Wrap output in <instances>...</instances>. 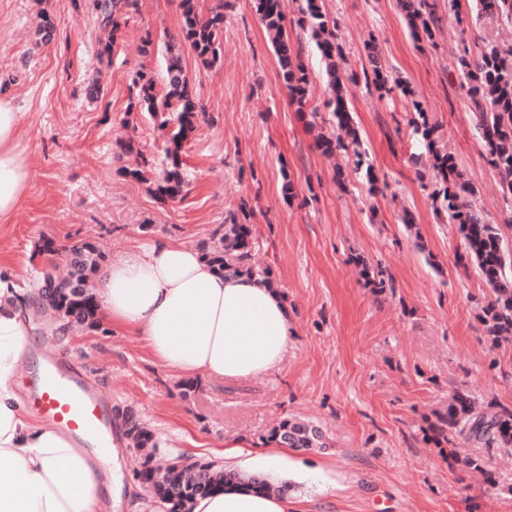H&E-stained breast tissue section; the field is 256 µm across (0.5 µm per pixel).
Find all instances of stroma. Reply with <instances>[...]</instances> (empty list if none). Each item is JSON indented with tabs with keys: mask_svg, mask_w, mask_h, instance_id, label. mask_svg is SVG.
I'll return each mask as SVG.
<instances>
[{
	"mask_svg": "<svg viewBox=\"0 0 512 512\" xmlns=\"http://www.w3.org/2000/svg\"><path fill=\"white\" fill-rule=\"evenodd\" d=\"M219 62L203 66L191 51L183 64L206 115L185 146L184 200L151 191L162 170L163 140L153 121L129 109L137 71L166 89L163 33L181 24L178 0H141L109 59L89 0H0V90L23 114L30 183L25 201L0 223V258L19 283L56 273L38 247L90 241L105 255L133 242L167 236L210 248L228 213L244 212L251 260L273 279L293 313L294 334L281 367L261 379L199 380L183 396L182 378L157 363L138 337L102 325L55 335L37 306L24 307L35 339L27 355L53 350L77 361L111 406L130 409L169 458L229 462L255 457L269 430L286 418L319 427L325 447L291 450L290 512H512V498L470 479L456 456L439 452L429 432L455 393L512 409V342L492 344L479 318L491 290L468 262L456 225L436 212L431 170L410 158L424 147L408 125L410 101L378 99L354 87L348 108L384 189L369 193L363 173L316 147L309 113L297 111L279 78L277 59L253 0H225ZM435 45L418 48L396 0H325L354 72L367 63L375 35L390 69L428 104L464 179L473 209L512 241V201L489 162L469 96L460 85L462 38H500L478 18L475 0H436ZM54 24L43 41V20ZM311 72L310 95L324 119L331 91L308 33L292 28ZM151 38V52L142 41ZM133 140L147 158L144 179L130 176ZM344 184H337V176ZM295 182L284 198L285 177ZM414 230H407L403 214ZM379 270L385 288L362 276ZM120 455L118 512H157L137 475L138 453L113 431Z\"/></svg>",
	"mask_w": 512,
	"mask_h": 512,
	"instance_id": "obj_1",
	"label": "stroma"
}]
</instances>
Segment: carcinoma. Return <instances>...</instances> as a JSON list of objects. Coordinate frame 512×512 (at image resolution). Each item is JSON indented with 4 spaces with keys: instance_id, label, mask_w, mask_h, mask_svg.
I'll return each instance as SVG.
<instances>
[{
    "instance_id": "obj_1",
    "label": "carcinoma",
    "mask_w": 512,
    "mask_h": 512,
    "mask_svg": "<svg viewBox=\"0 0 512 512\" xmlns=\"http://www.w3.org/2000/svg\"><path fill=\"white\" fill-rule=\"evenodd\" d=\"M260 23L271 39L279 65V74L290 101L302 112L311 108L309 86L311 74L301 58V49L294 48L284 11L283 0H253ZM411 35L417 43H434L438 17L430 0H397ZM479 12L490 20L512 26V0H478ZM96 21L108 33L100 54L110 55L122 40L129 22L140 14V0H90ZM181 26L164 32L167 53V83L169 91L156 94L154 79L144 71L132 79L135 95L129 109L145 112L157 130L165 137L162 176L154 182L152 192L161 201H175L183 197L187 182L181 171V152L189 136L196 130L202 109L189 93L188 76L181 50L189 47L201 64L213 66L220 59L221 37L224 31V0L206 13L198 8L197 0H179ZM299 17L296 24L307 31L327 63V76L332 98L326 107L332 112V131L317 137V148L327 157L338 153L353 159L354 170L363 166V152L357 129L348 110L349 85L355 83L348 72L345 54L338 42L337 23L324 7L323 0H298ZM364 50L371 74L365 75L366 86L374 87L381 99L397 95L411 101L414 117L410 125L424 143L426 155H413L415 165L430 164L441 188L432 193L435 210L447 214L448 223L458 226L468 259L490 287L492 298L482 307V321L488 337L494 343L512 342V244L501 228L479 216L468 196L474 189L463 180L456 157L448 152L439 133V126L429 116L427 103L415 99V93L405 80L392 74L377 51L374 35H369ZM462 73L461 86L468 89L474 106L475 125L481 130L490 156V164L498 171L503 194L512 198V45L492 40L462 41L459 56ZM230 223L224 225V235L217 245L204 255L219 270L232 269L253 274L250 265L251 246L249 228L240 224L234 214H228ZM40 250L48 255L63 254L69 278L89 281L104 260L101 248L90 242L61 250L51 239L43 240ZM98 304L88 288L70 291L59 296L54 308L64 329L97 330ZM126 435L130 444L142 456L138 476L146 484L165 512H191L193 501L230 483H236L259 493L289 491V484L276 486L260 476L245 477L235 471L218 468L211 462L185 465L172 461L164 469L153 464L156 442L151 432L143 429L131 415L124 417ZM439 445L453 443L459 437L480 448H512V410L501 407L490 414L475 409L471 397L457 393L444 412L437 414L432 425ZM289 448L324 447L323 434L315 426L285 419L267 436ZM464 466L479 475L501 493L512 495V479L488 476L485 457L466 456Z\"/></svg>"
}]
</instances>
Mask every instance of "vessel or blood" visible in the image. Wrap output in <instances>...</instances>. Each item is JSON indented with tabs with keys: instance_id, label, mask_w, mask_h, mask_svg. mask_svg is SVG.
<instances>
[{
	"instance_id": "b4317fda",
	"label": "vessel or blood",
	"mask_w": 512,
	"mask_h": 512,
	"mask_svg": "<svg viewBox=\"0 0 512 512\" xmlns=\"http://www.w3.org/2000/svg\"><path fill=\"white\" fill-rule=\"evenodd\" d=\"M42 359L33 397L43 417L80 445L95 447L103 454L109 452L112 436L108 400L84 380L78 363H64L48 352Z\"/></svg>"
}]
</instances>
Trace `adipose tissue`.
<instances>
[{
  "mask_svg": "<svg viewBox=\"0 0 512 512\" xmlns=\"http://www.w3.org/2000/svg\"><path fill=\"white\" fill-rule=\"evenodd\" d=\"M25 129L13 98L0 97V222L25 198ZM103 322L139 336L149 354L182 376L235 382L278 368L292 336L288 306L259 275L219 272L198 249L166 236L113 256L91 282ZM18 287L0 265V512H112L116 456L75 446L34 417L13 376L30 333ZM192 512H288V500L229 488Z\"/></svg>",
  "mask_w": 512,
  "mask_h": 512,
  "instance_id": "ef3b65f1",
  "label": "adipose tissue"
}]
</instances>
